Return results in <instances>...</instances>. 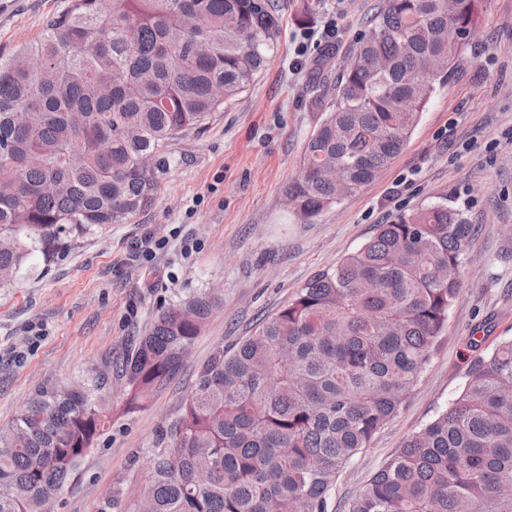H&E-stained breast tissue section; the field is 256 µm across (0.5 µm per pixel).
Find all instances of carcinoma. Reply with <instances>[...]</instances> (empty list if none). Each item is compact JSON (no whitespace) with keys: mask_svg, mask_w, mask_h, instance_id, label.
<instances>
[{"mask_svg":"<svg viewBox=\"0 0 512 512\" xmlns=\"http://www.w3.org/2000/svg\"><path fill=\"white\" fill-rule=\"evenodd\" d=\"M477 0H384L318 99L288 195L310 218L401 153L474 29ZM270 0H71L41 37L0 51V286L103 224L150 207L168 148L249 88L272 57ZM143 155L151 169L139 167ZM475 225L444 203L378 225L229 350L159 426L148 478L94 512H329L351 461L401 410L448 325ZM211 314L157 310L117 375L137 406L177 372ZM112 370L42 386L0 428V512L49 502L109 422ZM409 435L346 512H512V337Z\"/></svg>","mask_w":512,"mask_h":512,"instance_id":"cac0c4a2","label":"carcinoma"}]
</instances>
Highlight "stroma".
I'll use <instances>...</instances> for the list:
<instances>
[{"label": "stroma", "instance_id": "35a3bbf8", "mask_svg": "<svg viewBox=\"0 0 512 512\" xmlns=\"http://www.w3.org/2000/svg\"><path fill=\"white\" fill-rule=\"evenodd\" d=\"M70 0H0V49L31 41ZM383 0H275L270 64L196 135L178 141L153 204L126 224L96 226L52 259L34 255L0 287V426L38 387L84 377L135 345L153 312L208 293L212 314L183 369L138 408L113 378L110 425L80 459L51 512H93L110 484L143 486L157 427L199 365L231 347L381 224L445 203L476 225L448 328L399 414L337 479L330 512L404 439L461 391L475 355L512 336V0H480L479 20L404 149L363 191L304 219L287 188L320 118L313 101Z\"/></svg>", "mask_w": 512, "mask_h": 512}]
</instances>
